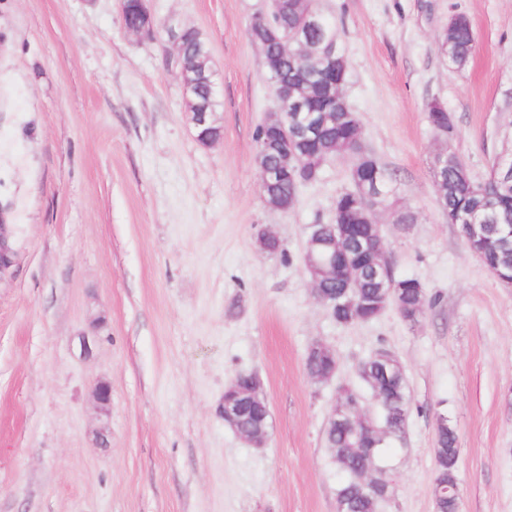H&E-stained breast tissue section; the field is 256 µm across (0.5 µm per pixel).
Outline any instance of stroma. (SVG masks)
Segmentation results:
<instances>
[{
	"mask_svg": "<svg viewBox=\"0 0 512 512\" xmlns=\"http://www.w3.org/2000/svg\"><path fill=\"white\" fill-rule=\"evenodd\" d=\"M262 5L149 0L144 40L119 0H0V205L15 250L0 278V512H336L324 430L337 386L381 347L412 398L381 512H434L441 414L461 450L459 512H512V288L448 223L432 174L447 146L485 180L512 144V0H320L365 145L394 177L396 207L379 217L393 271L437 301L415 325L390 307L346 327L300 254L350 188L349 160L328 159L289 210L261 191L255 134L273 90L248 28ZM456 14L476 36L462 68L438 40ZM171 24L211 50L221 136L208 146L163 64ZM262 228L284 254L259 251ZM317 341L338 356L334 381L305 372ZM244 370L270 409L261 448L220 415ZM128 0L120 1L121 20L125 30L139 38H152L154 33L155 21L148 8V0H135L133 4L136 7V11L140 17V23L136 27H131L127 21V8L129 10L130 21L135 20V13L133 11V4L128 3ZM128 16V17H129Z\"/></svg>",
	"mask_w": 512,
	"mask_h": 512,
	"instance_id": "1",
	"label": "stroma"
}]
</instances>
